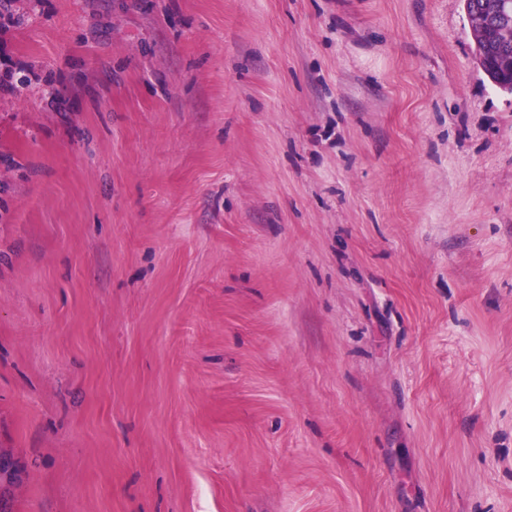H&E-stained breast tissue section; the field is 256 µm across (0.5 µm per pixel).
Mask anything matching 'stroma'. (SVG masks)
Returning <instances> with one entry per match:
<instances>
[{
  "label": "stroma",
  "instance_id": "stroma-1",
  "mask_svg": "<svg viewBox=\"0 0 512 512\" xmlns=\"http://www.w3.org/2000/svg\"><path fill=\"white\" fill-rule=\"evenodd\" d=\"M14 512H512V93L463 0H10Z\"/></svg>",
  "mask_w": 512,
  "mask_h": 512
}]
</instances>
